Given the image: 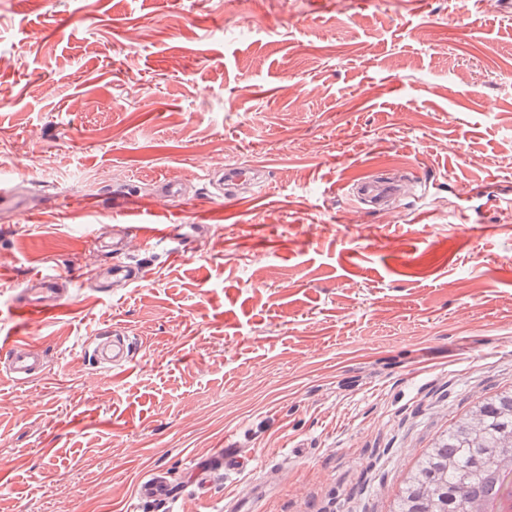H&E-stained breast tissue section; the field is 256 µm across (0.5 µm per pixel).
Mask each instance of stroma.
<instances>
[{
	"label": "stroma",
	"mask_w": 512,
	"mask_h": 512,
	"mask_svg": "<svg viewBox=\"0 0 512 512\" xmlns=\"http://www.w3.org/2000/svg\"><path fill=\"white\" fill-rule=\"evenodd\" d=\"M0 56V342L48 365L0 380V512H387L512 382V0H0ZM234 163L268 191L213 198ZM366 178L394 220L344 223ZM116 224L173 227L140 285L91 244ZM37 273L75 292L25 326ZM112 329L138 351L105 372ZM228 439L256 470L195 486ZM154 471L175 504L137 499ZM396 192V185L385 181L366 182L360 188L362 198L373 207L385 206ZM0 348V372L15 384L26 386L45 375V358L33 341L14 338Z\"/></svg>",
	"instance_id": "35a3bbf8"
}]
</instances>
